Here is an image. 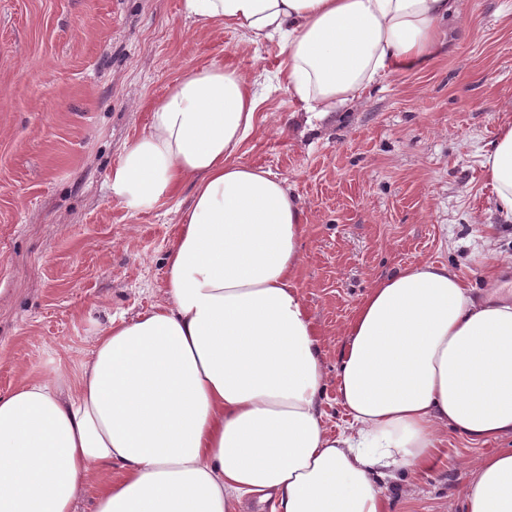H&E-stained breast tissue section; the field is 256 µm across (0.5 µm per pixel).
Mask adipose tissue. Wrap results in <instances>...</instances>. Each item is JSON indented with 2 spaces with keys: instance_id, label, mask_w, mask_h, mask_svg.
Instances as JSON below:
<instances>
[{
  "instance_id": "1",
  "label": "adipose tissue",
  "mask_w": 512,
  "mask_h": 512,
  "mask_svg": "<svg viewBox=\"0 0 512 512\" xmlns=\"http://www.w3.org/2000/svg\"><path fill=\"white\" fill-rule=\"evenodd\" d=\"M458 0H180L196 28L277 42V87L320 121L445 40ZM263 90L238 68L182 69L110 169L139 213L174 199L164 302L108 319L76 374L0 395V512H388L387 486L428 469L452 429L512 438V290L448 266L376 282L345 329L323 424L322 338L294 280L306 223L285 179L236 156ZM512 221V121L482 162ZM119 468V479L107 472ZM448 512H512V448L471 464Z\"/></svg>"
}]
</instances>
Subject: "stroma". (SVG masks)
<instances>
[{
    "mask_svg": "<svg viewBox=\"0 0 512 512\" xmlns=\"http://www.w3.org/2000/svg\"><path fill=\"white\" fill-rule=\"evenodd\" d=\"M180 0H0V394L76 370L108 318L165 298L174 203L130 213L103 187L183 68L213 63L258 82L276 43L243 47L195 29ZM455 35L422 68L372 85L325 120L281 90L257 110L242 161L284 178L308 218L295 280L324 338V424L336 401L342 328L373 284L443 263L512 288V222L488 210L483 155L512 120V0H458ZM456 434L427 471L389 486V512H444L479 455Z\"/></svg>",
    "mask_w": 512,
    "mask_h": 512,
    "instance_id": "stroma-1",
    "label": "stroma"
}]
</instances>
